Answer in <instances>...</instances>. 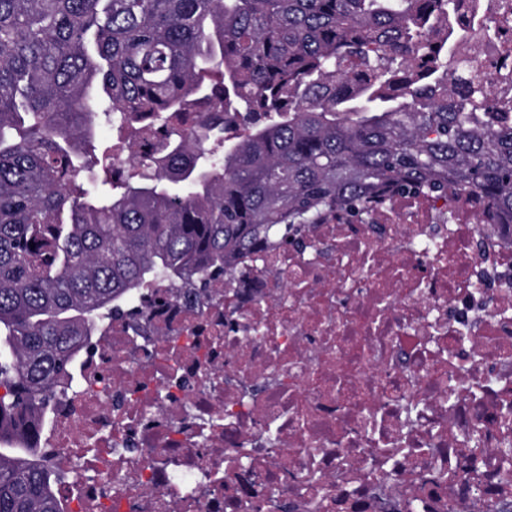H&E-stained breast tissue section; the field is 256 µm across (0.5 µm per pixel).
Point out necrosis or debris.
Here are the masks:
<instances>
[{
  "label": "necrosis or debris",
  "instance_id": "obj_1",
  "mask_svg": "<svg viewBox=\"0 0 512 512\" xmlns=\"http://www.w3.org/2000/svg\"><path fill=\"white\" fill-rule=\"evenodd\" d=\"M464 0L459 61L512 75ZM472 196L259 246L185 304L102 320L42 430L67 512H502L512 504V228Z\"/></svg>",
  "mask_w": 512,
  "mask_h": 512
}]
</instances>
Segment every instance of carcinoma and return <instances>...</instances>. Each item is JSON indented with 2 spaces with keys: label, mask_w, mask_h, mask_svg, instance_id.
I'll list each match as a JSON object with an SVG mask.
<instances>
[{
  "label": "carcinoma",
  "mask_w": 512,
  "mask_h": 512,
  "mask_svg": "<svg viewBox=\"0 0 512 512\" xmlns=\"http://www.w3.org/2000/svg\"><path fill=\"white\" fill-rule=\"evenodd\" d=\"M458 7L0 0V512H64L43 420L147 280L194 296L389 193H476L512 225V80L462 76ZM211 99L226 120L191 116Z\"/></svg>",
  "instance_id": "obj_1"
}]
</instances>
